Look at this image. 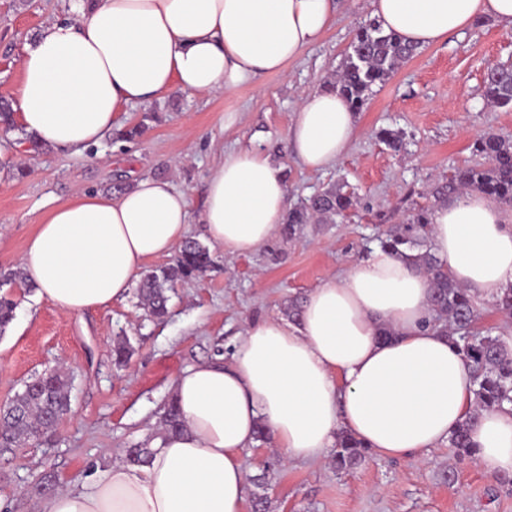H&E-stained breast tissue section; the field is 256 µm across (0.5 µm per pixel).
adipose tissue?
Listing matches in <instances>:
<instances>
[{
    "mask_svg": "<svg viewBox=\"0 0 512 512\" xmlns=\"http://www.w3.org/2000/svg\"><path fill=\"white\" fill-rule=\"evenodd\" d=\"M345 0H94L44 25L22 54L12 103L39 144L80 154L118 127L122 108L171 89L230 95L315 44ZM385 30L423 49L480 18L512 29V0H367ZM357 115L336 91L301 97L287 132L310 170L339 160ZM288 182L264 150L224 152L199 222L228 255L258 250L285 220ZM186 195L144 177L117 196L82 192L49 209L20 266L40 298L70 316L125 300L148 259L186 239ZM431 242L476 305L512 287V210L468 192L432 213ZM427 275L378 248L306 296L297 320L248 325L231 362L185 368L173 394L183 432L146 464L115 463L91 486L50 496L45 512H244L242 453L265 426L285 459L315 462L348 431L376 455L437 447L464 421L477 465L512 476V405L476 412L472 375L432 325Z\"/></svg>",
    "mask_w": 512,
    "mask_h": 512,
    "instance_id": "1",
    "label": "adipose tissue"
}]
</instances>
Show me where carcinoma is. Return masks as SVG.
I'll return each mask as SVG.
<instances>
[{"label": "carcinoma", "instance_id": "1", "mask_svg": "<svg viewBox=\"0 0 512 512\" xmlns=\"http://www.w3.org/2000/svg\"><path fill=\"white\" fill-rule=\"evenodd\" d=\"M416 52V48L403 43L396 34L385 32L379 23L370 20L356 29L350 51L332 87L357 112L365 105L371 87L385 84L396 68ZM485 97L497 107L512 106V66L503 64L486 75ZM474 152L482 161L458 168L447 180L435 183L430 196L438 202H446L477 191L512 206V140L487 132L474 142ZM356 204L357 199L342 187L330 188L289 210L283 231L290 232L295 225L307 224L313 218L331 220ZM431 215L428 208L413 211L406 223L379 240L380 246L396 253L429 277L432 320L446 321V335L471 368L476 412L501 409L512 404V357L503 351L490 330L468 340L464 338V329L474 327L479 307L466 288L451 278L447 267L428 245ZM211 264L206 245L191 239L184 241L172 265L145 275L139 299L146 314L155 319L163 318L168 313L167 292L174 283L198 278ZM16 308L14 299L6 294L0 296V335L15 319ZM70 392L67 378L55 371L46 372L25 384L12 403L0 410V451L46 433L52 415L70 406ZM184 427L180 409L172 400L162 415V434L177 433ZM450 441L458 457L475 459L469 422L462 423L451 434ZM367 454L368 447L363 442L342 432L336 439L333 461L337 469L348 471L362 463Z\"/></svg>", "mask_w": 512, "mask_h": 512}]
</instances>
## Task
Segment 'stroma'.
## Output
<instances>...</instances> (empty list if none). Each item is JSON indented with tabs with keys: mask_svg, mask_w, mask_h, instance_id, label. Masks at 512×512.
<instances>
[{
	"mask_svg": "<svg viewBox=\"0 0 512 512\" xmlns=\"http://www.w3.org/2000/svg\"><path fill=\"white\" fill-rule=\"evenodd\" d=\"M76 0H0V97L21 82L19 59L50 20L75 18ZM369 19L364 0L346 8L323 37L285 72L259 78L231 96L172 89L151 107L125 108L123 126L155 112L132 142L108 137L83 154L32 150L18 132H0V160L14 174L0 178V270L18 269L25 244L46 211L80 192L116 195L135 178L170 179L189 200V236L204 240L197 219L207 177L222 151L259 147L274 155L288 180V202L343 184L358 199L331 224H302L278 233L257 252L224 255L211 247L212 265L176 284L170 314L146 316L136 292L121 302L68 317L35 289L18 286L16 318L0 337V407L25 382L64 368L71 382L68 417L55 431L0 453V512H44L57 490L96 470L125 462L126 449L157 439L171 383L201 361L229 357L246 326L283 318L287 300L305 297L327 275L367 258L375 239L405 222L413 208L432 204L430 185L477 163L475 140L493 131L512 138V108L490 105L488 65H512V30L476 20L459 37L423 50L374 87L357 114L358 130L340 160L316 172L288 148L286 134L300 94L335 81L357 27ZM238 120L225 126L224 114ZM401 131L393 151L377 133ZM131 356L114 364L117 342ZM249 475L266 474L268 512H512V491L497 486L474 461L444 443L411 458L370 455L350 473L332 459L283 461L272 441L243 454Z\"/></svg>",
	"mask_w": 512,
	"mask_h": 512,
	"instance_id": "35a3bbf8",
	"label": "stroma"
}]
</instances>
